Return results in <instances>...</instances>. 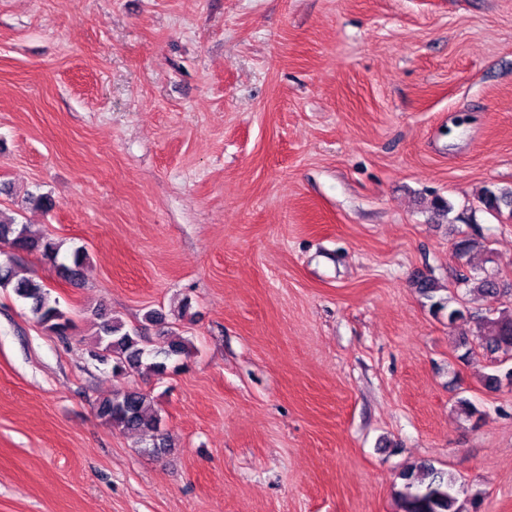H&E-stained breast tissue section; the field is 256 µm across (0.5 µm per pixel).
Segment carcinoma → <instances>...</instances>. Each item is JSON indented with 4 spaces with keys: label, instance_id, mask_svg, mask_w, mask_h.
<instances>
[{
    "label": "carcinoma",
    "instance_id": "1",
    "mask_svg": "<svg viewBox=\"0 0 512 512\" xmlns=\"http://www.w3.org/2000/svg\"><path fill=\"white\" fill-rule=\"evenodd\" d=\"M512 199V189H484L480 200L484 208L498 212L505 202ZM0 243L8 246L5 259L0 261V288H10L14 294L29 305L37 322L50 334L67 339L72 320L68 312L60 307L58 299L51 298L48 286L42 280L17 277L13 264V252L38 255L52 264L61 278L75 281L82 275L87 255L77 248L71 255V264L58 262L60 245L46 236H37L27 226L19 225L11 218L0 215ZM461 283L468 291L484 298L500 295L498 278L493 275H464ZM419 289L433 300L436 311L448 309V325L465 317L469 309L457 304L449 297L436 296L438 288L429 281L419 283ZM477 336L481 345L490 353H498L512 346V309H503L497 315L476 318ZM188 354V342L178 337L168 342L167 348L153 351L147 346L142 329L126 327L112 317H103L95 324L94 350L91 355L101 361L112 359V370L127 371L142 377H161L168 370V361ZM97 416L114 429L124 432L151 434L154 451L171 446L169 437L161 428V418L151 407L149 394L139 389H128L112 393L96 406ZM401 486L395 491L402 512H480L483 499L476 494L459 500L461 489L456 478L449 472L430 464L410 467L400 474Z\"/></svg>",
    "mask_w": 512,
    "mask_h": 512
}]
</instances>
